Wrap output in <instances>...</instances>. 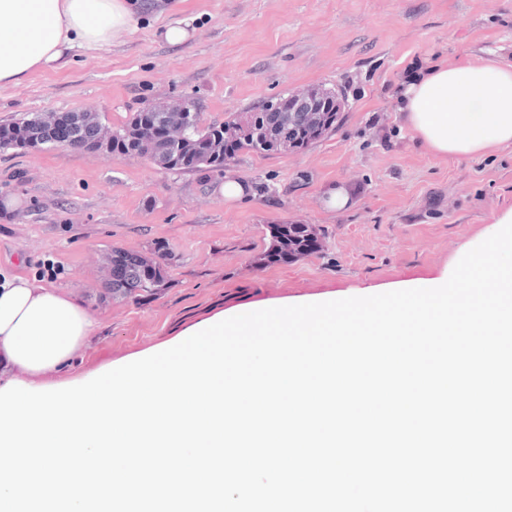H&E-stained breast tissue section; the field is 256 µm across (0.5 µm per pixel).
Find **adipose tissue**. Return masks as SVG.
Here are the masks:
<instances>
[{
  "label": "adipose tissue",
  "mask_w": 512,
  "mask_h": 512,
  "mask_svg": "<svg viewBox=\"0 0 512 512\" xmlns=\"http://www.w3.org/2000/svg\"><path fill=\"white\" fill-rule=\"evenodd\" d=\"M143 0H0V86L66 65L72 50L115 43L139 24ZM405 121L438 157H472L512 146V64L435 67L404 92ZM93 326L63 288L0 270V388L37 387L69 364Z\"/></svg>",
  "instance_id": "obj_1"
}]
</instances>
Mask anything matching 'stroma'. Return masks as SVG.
<instances>
[{
    "instance_id": "1",
    "label": "stroma",
    "mask_w": 512,
    "mask_h": 512,
    "mask_svg": "<svg viewBox=\"0 0 512 512\" xmlns=\"http://www.w3.org/2000/svg\"><path fill=\"white\" fill-rule=\"evenodd\" d=\"M179 21L191 38L175 47L164 30ZM491 56L512 62V0H164L112 46L1 86L0 124L90 109L115 130L144 103L181 97L203 127L306 86L347 99L309 148L238 154L225 170L248 191L232 202L215 191L223 175L62 147L0 149V268L69 289L98 320L55 383H85L224 312L450 275L512 210V152L436 158L405 125L401 99L432 65ZM333 185L351 196L336 212L323 200ZM7 199L17 207L4 209ZM270 224L313 225L322 247L255 268ZM159 244L167 288L112 297L110 250Z\"/></svg>"
}]
</instances>
